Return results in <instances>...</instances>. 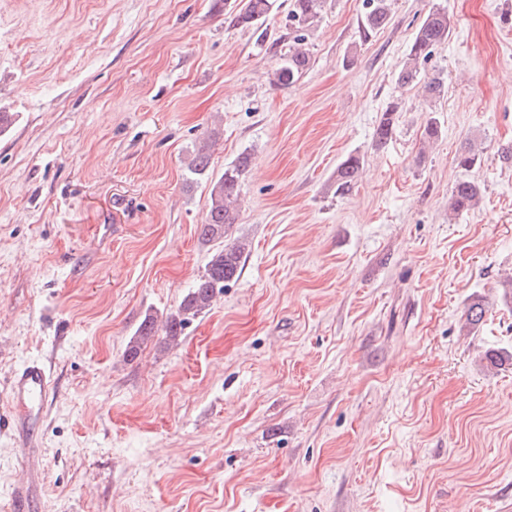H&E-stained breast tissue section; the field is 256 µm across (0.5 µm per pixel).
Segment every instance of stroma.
I'll return each instance as SVG.
<instances>
[{"mask_svg": "<svg viewBox=\"0 0 512 512\" xmlns=\"http://www.w3.org/2000/svg\"><path fill=\"white\" fill-rule=\"evenodd\" d=\"M291 8L247 28L237 0H0V512L21 482L29 512H512V0H393L368 39L362 0H326L288 85ZM435 9L429 103L396 76ZM205 141L213 176L251 157L241 272L127 359L216 248ZM465 175L482 199L456 214ZM30 360L55 388L25 442L7 384ZM308 65L307 53L301 49H295L277 69L275 77L278 82L290 84L307 69ZM396 112H398L397 103H391L383 111L374 134V143L376 147H383L391 139L395 122L394 115ZM362 159L357 155H349L336 168V193L345 195L357 183ZM158 331L159 328L156 318L151 314L145 315L127 343L124 352L126 358H135L140 348L151 341L157 335Z\"/></svg>", "mask_w": 512, "mask_h": 512, "instance_id": "obj_1", "label": "stroma"}]
</instances>
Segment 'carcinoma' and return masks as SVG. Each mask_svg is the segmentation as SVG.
Wrapping results in <instances>:
<instances>
[{
  "mask_svg": "<svg viewBox=\"0 0 512 512\" xmlns=\"http://www.w3.org/2000/svg\"><path fill=\"white\" fill-rule=\"evenodd\" d=\"M326 0H294L293 9L288 14L291 22L300 32L311 26L320 17ZM275 0H243L236 15V21L242 26H254L263 23L271 13ZM392 0H363L364 15L361 19L363 37L367 38L384 28L390 18ZM451 22L444 11L430 12L417 29L410 48L397 73V84L420 86L422 95L429 101L444 95L445 83L442 77H428L421 73V65L432 53L448 42ZM309 56L301 49L292 51L275 72L277 81L292 83L308 67ZM398 104H390L382 113L375 129L374 143L382 147L391 139L394 129L395 113ZM209 145L201 144L190 165V173L198 179L211 183L209 208L205 223L200 225V235L208 242L223 241L229 228L237 223L239 210L238 198L240 178L250 164V156L240 155L217 179H211L209 172ZM362 159L350 155L336 168V193L345 195L357 183ZM480 185L464 177L454 185L451 196V209L459 213L469 211L479 203ZM246 244L238 242L232 246L220 245L215 249L205 271L196 279L192 288L180 301L177 309L166 316L163 326L157 325L156 318L147 314L130 337L124 355L134 358L140 348L151 341L158 333L168 344L180 343L184 330L195 318L210 308L214 300L224 294V287L232 281L238 272Z\"/></svg>",
  "mask_w": 512,
  "mask_h": 512,
  "instance_id": "carcinoma-1",
  "label": "carcinoma"
}]
</instances>
